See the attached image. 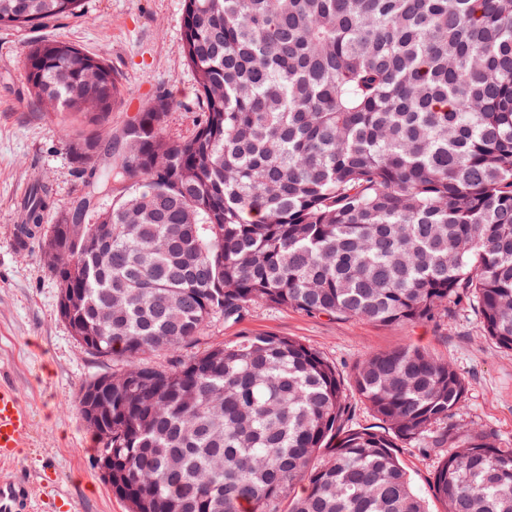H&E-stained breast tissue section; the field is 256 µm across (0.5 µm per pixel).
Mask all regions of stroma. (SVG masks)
Segmentation results:
<instances>
[{"instance_id":"stroma-1","label":"stroma","mask_w":512,"mask_h":512,"mask_svg":"<svg viewBox=\"0 0 512 512\" xmlns=\"http://www.w3.org/2000/svg\"><path fill=\"white\" fill-rule=\"evenodd\" d=\"M41 39L74 44L111 66L121 87L109 118L113 142L161 93L172 102L167 133L184 137L198 120L196 83L183 54L184 2L84 0L76 17L23 30L0 27V380L13 385L31 419L14 459L0 461V477L18 470L29 478L34 512H128L101 476L78 410L81 387L112 364L88 353L60 317L59 284L42 257L43 235L17 242L21 202L35 182L51 187L45 222L52 225L71 211L88 179L71 155V117L40 106L26 79V47ZM245 333L301 340L344 379L368 352L407 345L428 350L467 383L463 428L484 430L498 447H512V352L485 337L467 299L451 300L434 321L396 327L258 303L241 322L211 319L181 355H199Z\"/></svg>"}]
</instances>
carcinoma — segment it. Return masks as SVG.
Segmentation results:
<instances>
[{"label": "carcinoma", "instance_id": "obj_1", "mask_svg": "<svg viewBox=\"0 0 512 512\" xmlns=\"http://www.w3.org/2000/svg\"><path fill=\"white\" fill-rule=\"evenodd\" d=\"M82 8L0 0V27ZM184 53L193 134L167 136L160 94L104 161L112 67L57 40L25 58L37 100L96 126L72 145L87 191L43 259L72 335L121 360L93 378H112L111 421L78 400L97 460L112 453V494L131 512H276L287 495L288 512H429L404 444L441 453L440 512H512V448L460 431L465 379L419 347L354 367L369 427L345 425L336 366L297 339L179 356L211 318L256 303L400 326L461 294L512 351V0H184ZM50 196L33 186L21 235ZM63 242L72 262L57 266ZM158 351L171 368L146 363Z\"/></svg>", "mask_w": 512, "mask_h": 512}]
</instances>
